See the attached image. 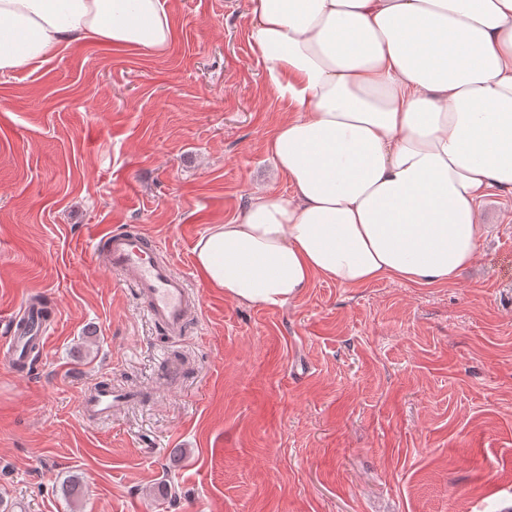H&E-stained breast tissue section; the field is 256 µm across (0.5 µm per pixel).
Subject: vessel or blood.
Wrapping results in <instances>:
<instances>
[{
	"label": "vessel or blood",
	"instance_id": "1",
	"mask_svg": "<svg viewBox=\"0 0 512 512\" xmlns=\"http://www.w3.org/2000/svg\"><path fill=\"white\" fill-rule=\"evenodd\" d=\"M96 250L103 265L133 288L155 326L169 336H183L201 310L200 293L154 241L129 229L108 230L98 234ZM43 319L41 309L27 302L0 320V365L16 374L29 373L31 346L43 349L48 344ZM130 400L128 392L102 380L84 391L79 411L84 419L105 424Z\"/></svg>",
	"mask_w": 512,
	"mask_h": 512
}]
</instances>
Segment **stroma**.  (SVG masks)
<instances>
[{"instance_id":"1","label":"stroma","mask_w":512,"mask_h":512,"mask_svg":"<svg viewBox=\"0 0 512 512\" xmlns=\"http://www.w3.org/2000/svg\"><path fill=\"white\" fill-rule=\"evenodd\" d=\"M166 8L163 52L84 42L0 74V318L45 297L54 326L30 376L0 366V512H512V193L484 198L453 282L226 297L194 247L289 193L266 151L288 102L249 0ZM121 224L201 290L182 338L93 265ZM99 380L140 397L98 426L78 403Z\"/></svg>"}]
</instances>
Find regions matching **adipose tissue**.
<instances>
[{"label": "adipose tissue", "instance_id": "1", "mask_svg": "<svg viewBox=\"0 0 512 512\" xmlns=\"http://www.w3.org/2000/svg\"><path fill=\"white\" fill-rule=\"evenodd\" d=\"M293 111L267 144L290 194L252 193L194 252L207 283L280 308L313 278L450 282L480 202L512 193V0H251ZM163 0H0V74L80 42L166 50Z\"/></svg>", "mask_w": 512, "mask_h": 512}]
</instances>
